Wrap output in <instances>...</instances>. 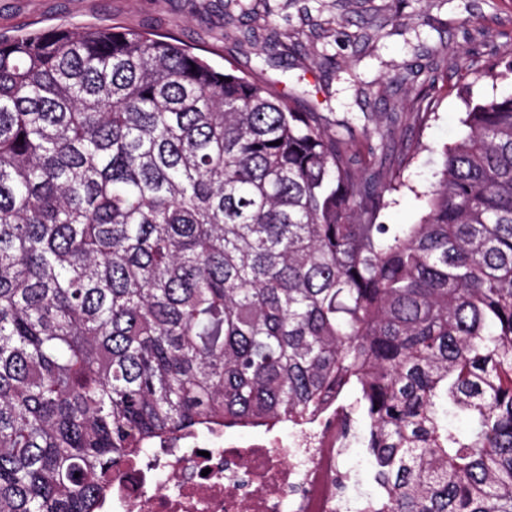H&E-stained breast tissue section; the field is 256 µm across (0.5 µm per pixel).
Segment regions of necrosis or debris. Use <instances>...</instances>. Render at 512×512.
I'll return each instance as SVG.
<instances>
[{"instance_id":"obj_1","label":"necrosis or debris","mask_w":512,"mask_h":512,"mask_svg":"<svg viewBox=\"0 0 512 512\" xmlns=\"http://www.w3.org/2000/svg\"><path fill=\"white\" fill-rule=\"evenodd\" d=\"M341 445L317 420L290 439L209 433L162 443L112 482L102 512H337Z\"/></svg>"}]
</instances>
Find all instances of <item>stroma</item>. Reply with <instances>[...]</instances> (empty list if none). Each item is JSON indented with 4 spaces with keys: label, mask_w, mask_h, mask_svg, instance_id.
<instances>
[{
    "label": "stroma",
    "mask_w": 512,
    "mask_h": 512,
    "mask_svg": "<svg viewBox=\"0 0 512 512\" xmlns=\"http://www.w3.org/2000/svg\"><path fill=\"white\" fill-rule=\"evenodd\" d=\"M172 37L213 65L260 76L320 112L335 131L389 130L400 182L380 219L415 224L440 166L438 149L461 138L467 99L500 94L489 63L512 51V0H0V35L113 23ZM378 33L364 44L362 32ZM287 41L288 52L271 40ZM431 114L416 127V89ZM420 139L421 151L402 145ZM347 497L373 491L364 450L350 439L339 461Z\"/></svg>",
    "instance_id": "1"
}]
</instances>
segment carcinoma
<instances>
[{"label":"carcinoma","instance_id":"1","mask_svg":"<svg viewBox=\"0 0 512 512\" xmlns=\"http://www.w3.org/2000/svg\"><path fill=\"white\" fill-rule=\"evenodd\" d=\"M294 102L121 25L0 37V512H98L158 441L333 396L358 512H512V92L408 225L388 136Z\"/></svg>","mask_w":512,"mask_h":512}]
</instances>
